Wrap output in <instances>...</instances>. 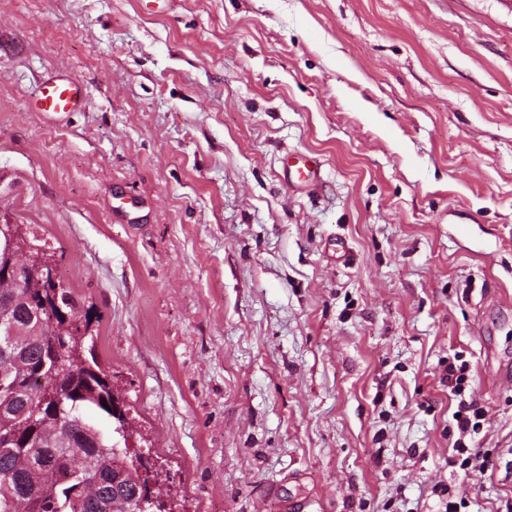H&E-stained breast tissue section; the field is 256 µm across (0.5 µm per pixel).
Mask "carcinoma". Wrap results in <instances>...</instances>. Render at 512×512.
<instances>
[{"mask_svg": "<svg viewBox=\"0 0 512 512\" xmlns=\"http://www.w3.org/2000/svg\"><path fill=\"white\" fill-rule=\"evenodd\" d=\"M22 244L56 261L58 248L30 224L0 231V266ZM93 306L71 288L42 294L31 279L0 280V319L14 336L0 337V512H125L143 492L141 452L123 436L129 422L113 418L112 377L84 335L60 336L67 324L89 331ZM63 398L51 409L53 396ZM97 413L112 430L89 419Z\"/></svg>", "mask_w": 512, "mask_h": 512, "instance_id": "obj_1", "label": "carcinoma"}]
</instances>
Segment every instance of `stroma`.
I'll return each mask as SVG.
<instances>
[{
	"mask_svg": "<svg viewBox=\"0 0 512 512\" xmlns=\"http://www.w3.org/2000/svg\"><path fill=\"white\" fill-rule=\"evenodd\" d=\"M0 175L189 512H512V0H0ZM85 99L79 84L70 78L59 77L44 85L35 105L42 112H75L84 105ZM283 175L288 186L300 190H314L322 181L320 164L308 156L287 158L283 162ZM446 379L450 391L458 399L457 408L452 414L455 426L459 432V438L452 444L455 456L461 457L460 466L485 475L490 465L489 453L481 451L480 448L468 446L465 438L477 434L480 427V420L483 419V412L474 400L472 379L469 375V366L466 361L459 365L448 364L445 368ZM468 391V399L466 398Z\"/></svg>",
	"mask_w": 512,
	"mask_h": 512,
	"instance_id": "stroma-1",
	"label": "stroma"
}]
</instances>
